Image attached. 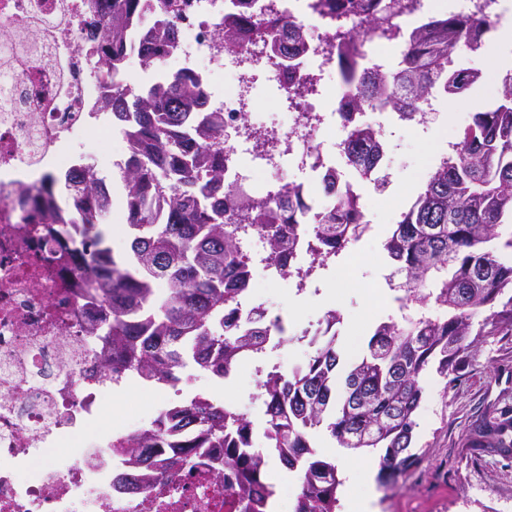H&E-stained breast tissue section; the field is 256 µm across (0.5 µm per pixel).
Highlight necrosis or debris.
<instances>
[{
    "mask_svg": "<svg viewBox=\"0 0 512 512\" xmlns=\"http://www.w3.org/2000/svg\"><path fill=\"white\" fill-rule=\"evenodd\" d=\"M236 12L301 24L304 52L291 61L259 38L218 48L215 30ZM111 13L112 0H0V512H229L223 475L181 461L179 450L168 449L176 466L160 481L113 453V439L141 435L183 394L125 425L107 422L101 406L113 384L100 364L112 348L97 336L101 311L83 303L86 273L49 263L33 218L52 215L67 243L86 203L49 178L85 158L88 139L112 134L113 76L93 63L99 45L75 46ZM360 29L359 16L331 14L321 0H187L163 69L143 64L147 26L128 28L120 79L142 88L195 77L206 110L237 129L224 144L225 182L265 202L287 182L311 192L327 172H347L329 136L344 119L326 97L344 101L351 89L330 34ZM310 75L315 93L303 109L288 107Z\"/></svg>",
    "mask_w": 512,
    "mask_h": 512,
    "instance_id": "necrosis-or-debris-1",
    "label": "necrosis or debris"
}]
</instances>
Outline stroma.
I'll use <instances>...</instances> for the list:
<instances>
[{
	"mask_svg": "<svg viewBox=\"0 0 512 512\" xmlns=\"http://www.w3.org/2000/svg\"><path fill=\"white\" fill-rule=\"evenodd\" d=\"M498 90V81L486 77L468 94L454 98L455 108L446 123L429 132L400 125L397 136L387 141L392 157L390 185L383 190L364 189L370 224L348 273H329L331 286L318 296L297 293L285 283L269 286L264 294L269 316L282 318L293 333L326 310H336L343 357L360 356L375 326L387 320L385 300L393 295L384 242L421 188L434 151L449 137L458 136L474 112L493 105ZM422 385L413 448L420 462L394 485H375L380 512H512V456L481 452L470 445L472 431L485 415L512 406V335L484 340L461 369L458 381L445 383L430 371ZM183 387L190 393H206L214 403L227 407L247 401L256 390L254 373L247 367L229 382L199 372Z\"/></svg>",
	"mask_w": 512,
	"mask_h": 512,
	"instance_id": "stroma-1",
	"label": "stroma"
}]
</instances>
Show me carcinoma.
<instances>
[{"instance_id":"obj_1","label":"carcinoma","mask_w":512,"mask_h":512,"mask_svg":"<svg viewBox=\"0 0 512 512\" xmlns=\"http://www.w3.org/2000/svg\"><path fill=\"white\" fill-rule=\"evenodd\" d=\"M144 2L112 0V16L98 27L111 48L102 64L114 75L124 66L126 31ZM331 7L364 15L360 36H368L392 32L384 23L412 3L335 0ZM183 11V0L160 2V19L148 36L149 65H163L164 37ZM285 27L286 41L274 47L294 58L303 51L305 33L290 23L227 15L216 35L224 47L235 48L246 32L273 38ZM489 29L483 18L441 16L413 30L397 63L384 71L361 72L353 61L340 63L342 76L354 87L343 116L350 123L344 152L355 172L371 177L386 150L383 129L357 123L356 114L387 107L411 124L433 92L448 99L463 95L484 74L465 66L458 52L478 50ZM203 106L198 84L186 74L149 90L112 85V125L135 133L134 152L121 169L131 237L126 255H114L100 228L108 200L100 197L98 176L89 166L50 181L64 190L81 185L98 198V209L78 215L76 229L87 260L83 270L94 278L85 300L104 307L101 339L112 345V380L136 377L149 386H173L190 363L222 378L237 361L258 359L269 446L253 447L251 421L201 397L170 412L168 430H162L161 419L145 435L120 439L112 447L134 464L147 465L149 479L157 480L167 473L166 433L178 432L184 420L195 422L198 433L176 447L188 456L224 449V472L236 476L230 508L268 512L267 454L273 453L299 475L295 512H337L342 479L336 462L312 446L311 433L323 429L350 451L382 449L379 479L394 481L418 460L411 445L422 375L432 369L444 379L456 376L480 342L512 333V262L497 255L512 250V236L504 240L500 232L512 224V70L501 78L497 102L474 113L384 244L392 276L399 278L396 287L408 288L413 302L442 308L443 315L403 325L391 318L379 323L367 353L349 363L341 378L335 311L324 316L323 335L312 337L314 353L292 373L262 361L265 342L290 336L261 306L249 309L246 323L236 321L250 292L241 232L260 235L267 263L284 271L294 259L299 225L307 222L308 233L322 247L313 263L325 266L348 240L367 230L356 191L347 186L335 207L319 213L292 185L282 188L277 202L256 203L224 183V113L204 112ZM510 427L506 410L484 418L477 430L480 447L511 455L512 444L504 438Z\"/></svg>"}]
</instances>
